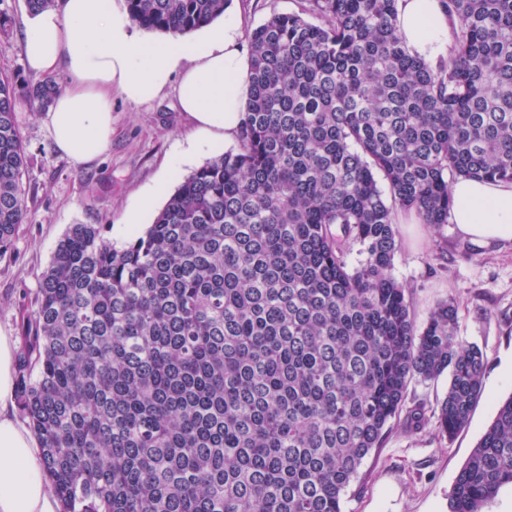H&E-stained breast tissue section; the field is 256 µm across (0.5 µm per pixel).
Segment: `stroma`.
Here are the masks:
<instances>
[{
  "label": "stroma",
  "instance_id": "35a3bbf8",
  "mask_svg": "<svg viewBox=\"0 0 512 512\" xmlns=\"http://www.w3.org/2000/svg\"><path fill=\"white\" fill-rule=\"evenodd\" d=\"M302 0H232L227 14L243 30L271 13L299 12ZM26 0H0L9 19L0 34V78L29 81L22 55ZM16 122L26 147L22 182L28 215L0 253V329L20 335V310L33 308L42 273L72 225L95 224L121 246L152 224L185 177L220 155L217 147L188 152L193 125L178 108L176 89L134 104L112 95V142L100 157L77 165L56 150L40 112L19 102ZM155 197L142 223L127 221L145 197ZM396 210L398 252L393 274L412 300L416 324L438 302L458 307L457 336L478 346L485 360L484 393L468 425L453 439L438 436L435 422L421 431L396 419L379 448L364 459L343 512H449L448 495L458 471L491 424L498 403L512 397V243L463 239L456 225L410 223Z\"/></svg>",
  "mask_w": 512,
  "mask_h": 512
}]
</instances>
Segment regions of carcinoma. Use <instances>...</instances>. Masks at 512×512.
<instances>
[{"instance_id":"obj_1","label":"carcinoma","mask_w":512,"mask_h":512,"mask_svg":"<svg viewBox=\"0 0 512 512\" xmlns=\"http://www.w3.org/2000/svg\"><path fill=\"white\" fill-rule=\"evenodd\" d=\"M230 0H125L186 34ZM454 43L432 66L396 0H305L247 34L234 148L186 177L117 249L76 224L21 316V410L62 512H343L409 383L448 374L451 439L483 394L453 301L417 327L393 276L394 210L448 223L450 182H512V0H441ZM51 78L25 86L48 106ZM18 96L0 78V252L28 211ZM389 192H384L377 175ZM355 260H350L351 254ZM512 486V396L459 471L450 512Z\"/></svg>"}]
</instances>
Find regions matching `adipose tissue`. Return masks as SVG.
Segmentation results:
<instances>
[{"label":"adipose tissue","mask_w":512,"mask_h":512,"mask_svg":"<svg viewBox=\"0 0 512 512\" xmlns=\"http://www.w3.org/2000/svg\"><path fill=\"white\" fill-rule=\"evenodd\" d=\"M396 25L412 56L432 64L449 57L452 28L440 0H397ZM22 46L32 75L64 78L43 121L56 149L74 163L108 149L116 90L139 104L175 85L199 144L229 139L239 127L250 62L234 19L193 38L147 42L112 0H55L27 15ZM451 197L449 220L460 234L512 242V182L461 178ZM17 350V338L0 331V512H58L39 444L14 413Z\"/></svg>","instance_id":"ef3b65f1"}]
</instances>
